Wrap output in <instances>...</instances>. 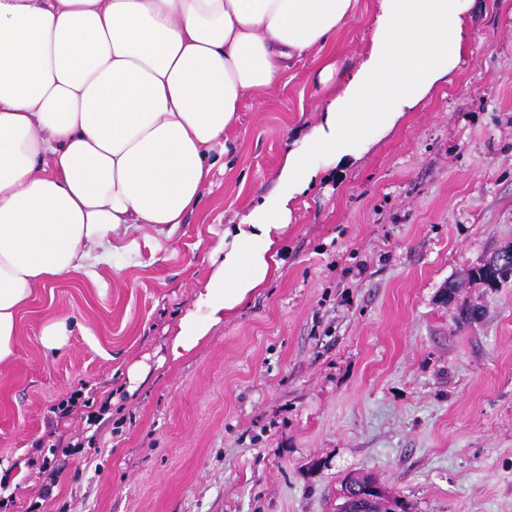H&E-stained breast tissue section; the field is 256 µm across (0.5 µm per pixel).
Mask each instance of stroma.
I'll list each match as a JSON object with an SVG mask.
<instances>
[{"instance_id": "1", "label": "stroma", "mask_w": 512, "mask_h": 512, "mask_svg": "<svg viewBox=\"0 0 512 512\" xmlns=\"http://www.w3.org/2000/svg\"><path fill=\"white\" fill-rule=\"evenodd\" d=\"M374 0L331 49L247 94L224 168L171 235L92 275L38 289L0 365V496L27 512L46 483L36 441L77 453L44 512H337L346 477H372L410 512H512V284L470 277L512 245V0H471L467 50L446 82L349 165L323 167L294 206L281 269L194 353L166 360L220 258L227 225L273 192L295 141L366 52ZM334 51L338 72L318 71ZM456 284L445 300L448 284ZM480 319L457 324L463 305ZM68 317L57 351L47 316ZM149 372L130 388L127 369ZM87 408L55 420L76 389ZM42 343L49 350H58L67 344L70 336L68 321L64 317L48 319L41 331Z\"/></svg>"}]
</instances>
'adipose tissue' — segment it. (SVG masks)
I'll return each mask as SVG.
<instances>
[{
    "instance_id": "adipose-tissue-1",
    "label": "adipose tissue",
    "mask_w": 512,
    "mask_h": 512,
    "mask_svg": "<svg viewBox=\"0 0 512 512\" xmlns=\"http://www.w3.org/2000/svg\"><path fill=\"white\" fill-rule=\"evenodd\" d=\"M358 0H0V364L47 284L183 223L244 97L354 17ZM469 0H376L369 49L286 154L278 189L224 230V258L170 338L189 357L280 268L322 165L360 157L459 64Z\"/></svg>"
}]
</instances>
